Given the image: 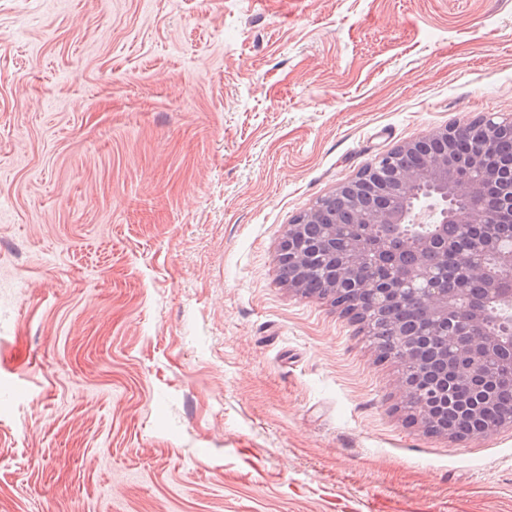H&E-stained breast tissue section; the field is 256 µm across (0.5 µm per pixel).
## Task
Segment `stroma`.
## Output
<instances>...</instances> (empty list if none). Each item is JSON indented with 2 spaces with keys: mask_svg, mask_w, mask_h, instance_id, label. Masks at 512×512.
<instances>
[{
  "mask_svg": "<svg viewBox=\"0 0 512 512\" xmlns=\"http://www.w3.org/2000/svg\"><path fill=\"white\" fill-rule=\"evenodd\" d=\"M512 116V0H0V512H512V429L279 279L300 212Z\"/></svg>",
  "mask_w": 512,
  "mask_h": 512,
  "instance_id": "1",
  "label": "stroma"
}]
</instances>
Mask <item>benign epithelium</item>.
Segmentation results:
<instances>
[{
    "label": "benign epithelium",
    "instance_id": "obj_1",
    "mask_svg": "<svg viewBox=\"0 0 512 512\" xmlns=\"http://www.w3.org/2000/svg\"><path fill=\"white\" fill-rule=\"evenodd\" d=\"M460 129L450 125L406 141L327 195L328 200L345 202L350 227L356 231L349 233L342 224L319 223L320 213L314 207L305 218L288 225L278 247V259L287 262L293 273L288 287L297 293L302 292L313 262L322 254L339 251L343 263L330 265L327 271L334 294L348 288L371 289L376 310L419 304L420 333L394 330L401 338L404 364L414 373L402 375L400 383L414 416L426 429L444 435L448 430L438 425L446 424L448 408L456 405V399L448 390V380L426 381L416 375L427 343L439 346V358L445 364L448 356L459 357L456 379L482 378L512 386V327L506 325L499 333L486 330L492 318L512 312V242L474 246L458 255L459 266L481 288L480 295L469 298L463 309L457 306V290L448 287L452 271L447 262L448 225L477 227L497 224L504 216L512 219V155L507 164L486 168L485 155L498 148V140L489 139L462 158L446 147L421 169L393 163L396 154L413 152L435 139L450 141ZM370 176L378 178L376 192L389 198L388 204L371 211L359 197L361 181ZM501 183L509 185V192L491 210L485 203L486 191ZM409 222L432 224L434 230L413 239L401 231V225ZM373 227L387 228L388 236L371 233Z\"/></svg>",
    "mask_w": 512,
    "mask_h": 512
}]
</instances>
